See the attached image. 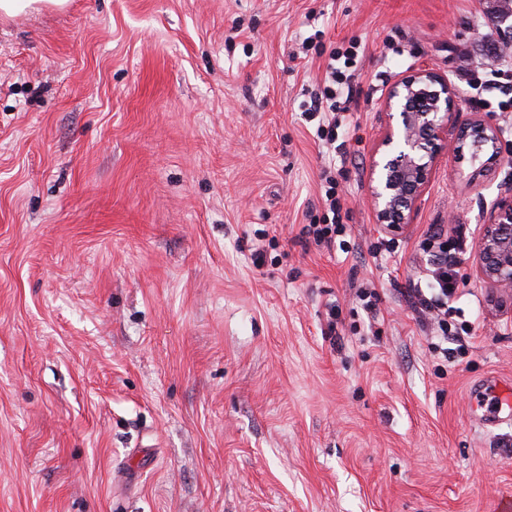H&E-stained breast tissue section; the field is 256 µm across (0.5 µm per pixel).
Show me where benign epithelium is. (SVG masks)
<instances>
[{"label":"benign epithelium","mask_w":512,"mask_h":512,"mask_svg":"<svg viewBox=\"0 0 512 512\" xmlns=\"http://www.w3.org/2000/svg\"><path fill=\"white\" fill-rule=\"evenodd\" d=\"M496 28L504 35L502 54L511 56V8L501 12ZM457 97L448 78L428 70L405 76L391 87L383 106L397 123L386 128L383 151L373 160L369 181L375 220L385 230L398 233L409 223L444 149L467 141L477 161L501 140L502 127L486 116L472 112L464 118L454 111ZM477 268L484 283L512 288V186L493 203L490 221L483 225Z\"/></svg>","instance_id":"1"}]
</instances>
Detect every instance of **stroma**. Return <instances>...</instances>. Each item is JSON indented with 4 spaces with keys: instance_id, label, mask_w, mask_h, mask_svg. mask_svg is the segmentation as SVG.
Wrapping results in <instances>:
<instances>
[{
    "instance_id": "obj_1",
    "label": "stroma",
    "mask_w": 512,
    "mask_h": 512,
    "mask_svg": "<svg viewBox=\"0 0 512 512\" xmlns=\"http://www.w3.org/2000/svg\"><path fill=\"white\" fill-rule=\"evenodd\" d=\"M486 10L68 0L0 19V512H491L512 492V409L494 401L512 389V290L476 270L512 178V57ZM352 39L330 146L303 91ZM421 69L506 133L489 173L469 148L442 155L379 253L383 101ZM330 164L347 253L302 234ZM459 224L450 304L470 335L447 359L406 291Z\"/></svg>"
}]
</instances>
